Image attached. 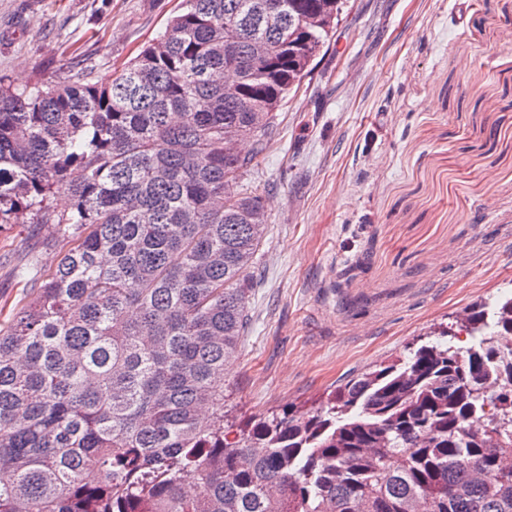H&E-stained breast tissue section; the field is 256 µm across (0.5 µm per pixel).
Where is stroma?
Wrapping results in <instances>:
<instances>
[{
  "label": "stroma",
  "instance_id": "35a3bbf8",
  "mask_svg": "<svg viewBox=\"0 0 512 512\" xmlns=\"http://www.w3.org/2000/svg\"><path fill=\"white\" fill-rule=\"evenodd\" d=\"M179 0H0V83L100 81ZM249 328L224 422L331 390L512 291V0H347L265 158ZM55 228L0 229V328L56 262Z\"/></svg>",
  "mask_w": 512,
  "mask_h": 512
}]
</instances>
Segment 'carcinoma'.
<instances>
[{
	"mask_svg": "<svg viewBox=\"0 0 512 512\" xmlns=\"http://www.w3.org/2000/svg\"><path fill=\"white\" fill-rule=\"evenodd\" d=\"M343 7L180 0L105 81L0 86V227L54 224L58 249L0 330V512H512V296L466 314L465 349L445 327L315 411L224 431L266 229L238 183Z\"/></svg>",
	"mask_w": 512,
	"mask_h": 512,
	"instance_id": "cac0c4a2",
	"label": "carcinoma"
}]
</instances>
